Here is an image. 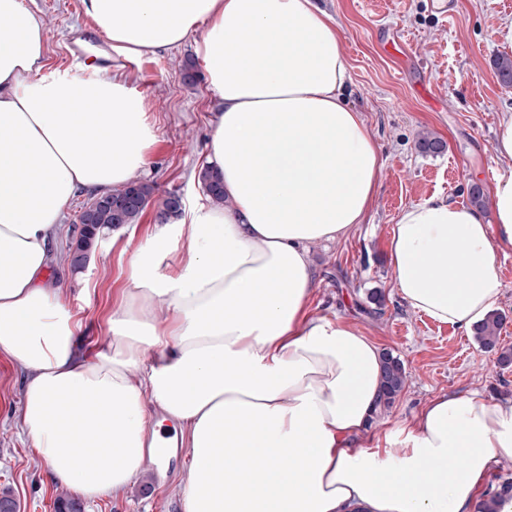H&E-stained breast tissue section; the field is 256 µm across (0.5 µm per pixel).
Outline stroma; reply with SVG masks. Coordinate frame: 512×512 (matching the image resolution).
I'll use <instances>...</instances> for the list:
<instances>
[{"label": "stroma", "mask_w": 512, "mask_h": 512, "mask_svg": "<svg viewBox=\"0 0 512 512\" xmlns=\"http://www.w3.org/2000/svg\"><path fill=\"white\" fill-rule=\"evenodd\" d=\"M340 27V49L349 66L350 101L362 112L382 160L378 189L366 223L350 234L309 248L315 289L311 312L316 317L344 318L400 358L407 372L403 391L380 408L369 429L384 436L410 422L431 400L472 391L499 400L512 398V368L497 365L473 331L440 324L410 308L401 298L389 262L394 224L400 213L434 196L470 205L472 185L491 192L505 166L495 153L494 130L501 113L512 112V86L502 85L494 62L512 57V41L501 31L512 24V0H458V18L438 19L434 0H317ZM47 31V63L73 67L92 59L102 39L84 17L82 0H28ZM402 42L393 56L388 39ZM194 53L193 39L134 64L113 63L150 103L157 143L142 175L154 183L155 197L178 191L184 199L201 197L198 173L216 110L205 80L188 86L180 66ZM443 141L438 154L419 150L421 136ZM87 194L66 206L55 246L64 263L47 274L51 287L76 308L85 334L80 350L107 346V316L123 286L128 259L148 235L155 205H148L110 252L93 249L86 265L71 256L76 239L67 228ZM502 293L494 306L504 317L502 346L512 348V245L493 244ZM381 292V305L371 292ZM24 374L0 356V490H10L17 512H56L59 497L72 496L66 485L52 482L27 435L17 422ZM186 454L172 457L170 475L159 481L148 470L120 493L83 499L84 512H182L178 488L186 473Z\"/></svg>", "instance_id": "35a3bbf8"}]
</instances>
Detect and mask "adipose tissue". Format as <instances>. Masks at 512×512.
Returning <instances> with one entry per match:
<instances>
[{"instance_id":"obj_1","label":"adipose tissue","mask_w":512,"mask_h":512,"mask_svg":"<svg viewBox=\"0 0 512 512\" xmlns=\"http://www.w3.org/2000/svg\"><path fill=\"white\" fill-rule=\"evenodd\" d=\"M83 10L108 59L194 38L217 101L205 164L226 204L155 224L128 262L111 342L80 354L83 320L47 284L58 222L78 192L137 179L155 126L125 75L47 68L40 17L0 0V352L25 373L19 419L49 477L87 498L126 488L159 443L158 417L189 448L184 512H476L512 457V400L443 395L368 447L379 347L309 314L308 249L365 223L381 169L331 17L314 0ZM491 200V225L439 197L400 214L390 262L412 309L467 329L498 301L491 238L512 244V171Z\"/></svg>"}]
</instances>
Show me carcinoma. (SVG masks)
Wrapping results in <instances>:
<instances>
[{"label": "carcinoma", "mask_w": 512, "mask_h": 512, "mask_svg": "<svg viewBox=\"0 0 512 512\" xmlns=\"http://www.w3.org/2000/svg\"><path fill=\"white\" fill-rule=\"evenodd\" d=\"M495 68L502 84L512 85V58L502 56L495 62ZM199 178L207 195L216 206H224V188L219 173L205 169ZM155 186L149 181L134 180L124 186L115 188L108 193L94 197L88 202L90 213H81L80 222H88L94 226L112 225L118 222L133 224L152 200ZM503 316L492 312L475 327V336L481 345L492 351L499 343ZM407 375L403 362L390 352L383 353L382 365V403L390 405L404 389ZM512 492V481L505 479L499 488L487 493V497L478 504V512H498L497 504L502 496Z\"/></svg>", "instance_id": "carcinoma-1"}]
</instances>
